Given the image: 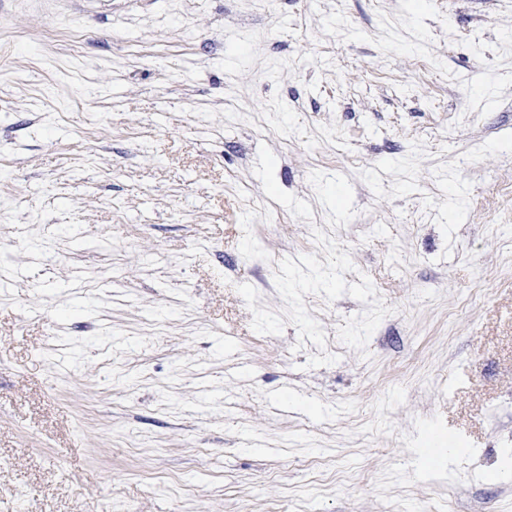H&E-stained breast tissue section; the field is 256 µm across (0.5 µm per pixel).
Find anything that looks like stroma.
Here are the masks:
<instances>
[{"instance_id": "35a3bbf8", "label": "stroma", "mask_w": 512, "mask_h": 512, "mask_svg": "<svg viewBox=\"0 0 512 512\" xmlns=\"http://www.w3.org/2000/svg\"><path fill=\"white\" fill-rule=\"evenodd\" d=\"M1 280L0 512H512V0H0Z\"/></svg>"}]
</instances>
